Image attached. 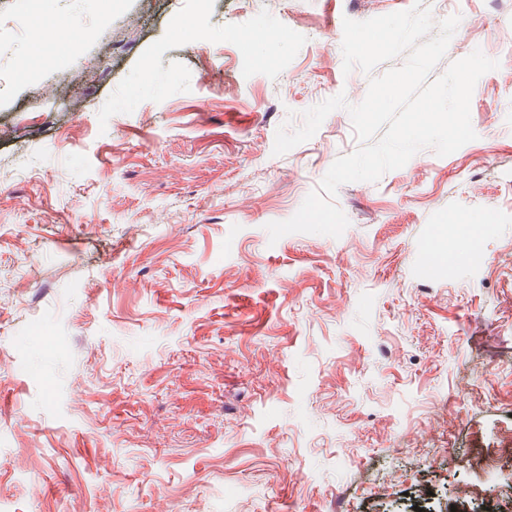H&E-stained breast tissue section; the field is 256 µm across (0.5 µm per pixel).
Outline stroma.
Here are the masks:
<instances>
[{"label":"stroma","instance_id":"1","mask_svg":"<svg viewBox=\"0 0 512 512\" xmlns=\"http://www.w3.org/2000/svg\"><path fill=\"white\" fill-rule=\"evenodd\" d=\"M424 4L433 76L500 62L476 140L273 244L359 146L277 129L360 103L390 65L344 73V19L413 0H0V512H512V0ZM449 227L457 233L458 231L463 232L469 237H475L477 224H448ZM448 225H446V229L443 230L438 236L435 245L432 247L431 258L433 263H438L444 260L448 256V252L442 247V242L448 238Z\"/></svg>","mask_w":512,"mask_h":512}]
</instances>
